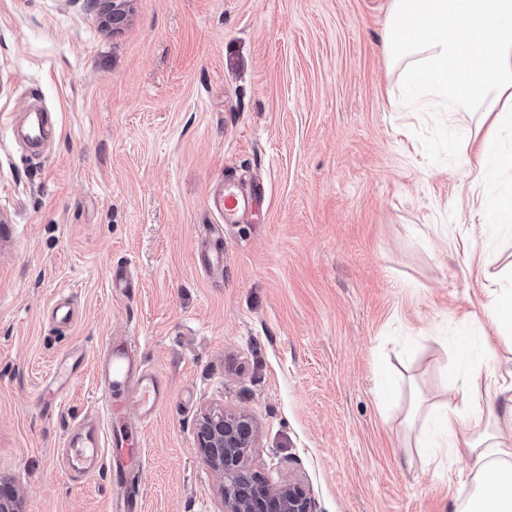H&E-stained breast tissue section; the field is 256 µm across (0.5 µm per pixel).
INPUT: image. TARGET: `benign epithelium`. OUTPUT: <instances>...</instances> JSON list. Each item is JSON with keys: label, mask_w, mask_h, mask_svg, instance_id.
<instances>
[{"label": "benign epithelium", "mask_w": 512, "mask_h": 512, "mask_svg": "<svg viewBox=\"0 0 512 512\" xmlns=\"http://www.w3.org/2000/svg\"><path fill=\"white\" fill-rule=\"evenodd\" d=\"M95 2L107 8L112 24L117 25L126 20L131 0ZM195 435L202 458L223 479L224 512H314L305 486H273L252 469L249 458L257 425L249 413L209 407L200 414ZM0 512H23L21 495L7 479L0 480Z\"/></svg>", "instance_id": "7a95c632"}]
</instances>
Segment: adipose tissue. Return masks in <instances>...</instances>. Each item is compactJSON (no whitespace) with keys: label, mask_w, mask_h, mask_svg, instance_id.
Wrapping results in <instances>:
<instances>
[{"label":"adipose tissue","mask_w":512,"mask_h":512,"mask_svg":"<svg viewBox=\"0 0 512 512\" xmlns=\"http://www.w3.org/2000/svg\"><path fill=\"white\" fill-rule=\"evenodd\" d=\"M384 49L404 67L416 97L451 114L481 113L491 135L512 122V0H392ZM483 314L497 326V341L485 345L459 403L437 416L440 447L484 463L454 512H512V445L497 428L512 424V378L498 375L492 361L497 346L512 349V292L494 296Z\"/></svg>","instance_id":"obj_1"}]
</instances>
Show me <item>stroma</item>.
Segmentation results:
<instances>
[{
  "mask_svg": "<svg viewBox=\"0 0 512 512\" xmlns=\"http://www.w3.org/2000/svg\"><path fill=\"white\" fill-rule=\"evenodd\" d=\"M390 10L132 0L115 27L95 0H0V476L24 512H111L109 476L58 455L116 335L171 393L142 429L141 512H224L195 442L210 404L253 415L252 468L302 481L315 512H453L471 492L477 465L406 416L415 395L448 402L492 336L512 227L470 187L476 117L393 106ZM227 178L268 207L219 233Z\"/></svg>",
  "mask_w": 512,
  "mask_h": 512,
  "instance_id": "35a3bbf8",
  "label": "stroma"
}]
</instances>
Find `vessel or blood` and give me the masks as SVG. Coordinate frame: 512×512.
I'll return each instance as SVG.
<instances>
[{
    "label": "vessel or blood",
    "mask_w": 512,
    "mask_h": 512,
    "mask_svg": "<svg viewBox=\"0 0 512 512\" xmlns=\"http://www.w3.org/2000/svg\"><path fill=\"white\" fill-rule=\"evenodd\" d=\"M263 195L260 187L245 192L225 184L213 195L211 206L225 223L234 224L253 215L255 203ZM95 371L101 384L97 412L106 430H91L84 440L72 442L63 455V465L78 477L106 472L112 481L120 483L126 512H136L139 494L132 478L141 462L140 426L166 403V391L147 371L136 343L126 337L107 341L95 362Z\"/></svg>",
    "instance_id": "1"
}]
</instances>
